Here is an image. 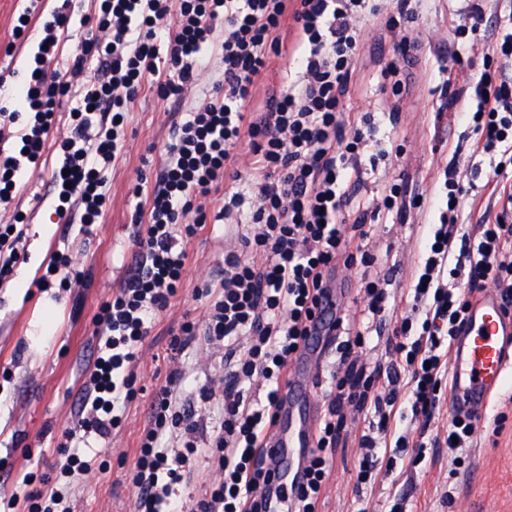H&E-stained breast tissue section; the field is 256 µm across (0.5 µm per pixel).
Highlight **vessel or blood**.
Returning a JSON list of instances; mask_svg holds the SVG:
<instances>
[{"instance_id":"vessel-or-blood-1","label":"vessel or blood","mask_w":512,"mask_h":512,"mask_svg":"<svg viewBox=\"0 0 512 512\" xmlns=\"http://www.w3.org/2000/svg\"><path fill=\"white\" fill-rule=\"evenodd\" d=\"M511 338L512 320L503 316L495 294L486 292L473 303L465 326L452 343V411L482 416L493 391L503 386L512 372V362L505 355V342ZM295 362L297 368L281 392L282 405L270 442L271 452L287 463L292 479L312 446L318 413L312 388L320 353L305 346Z\"/></svg>"}]
</instances>
